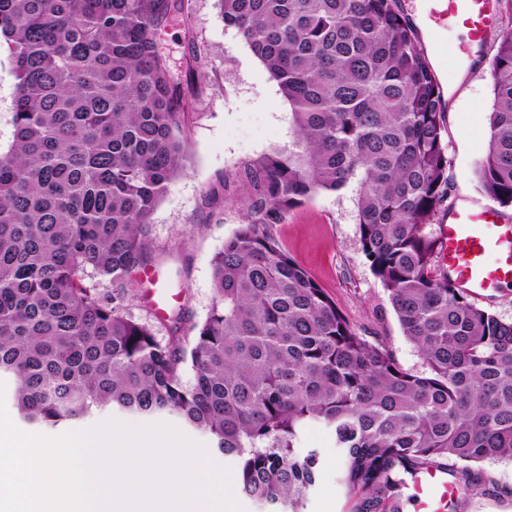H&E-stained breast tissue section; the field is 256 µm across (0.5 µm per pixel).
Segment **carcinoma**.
I'll return each instance as SVG.
<instances>
[{"label": "carcinoma", "mask_w": 512, "mask_h": 512, "mask_svg": "<svg viewBox=\"0 0 512 512\" xmlns=\"http://www.w3.org/2000/svg\"><path fill=\"white\" fill-rule=\"evenodd\" d=\"M291 109L292 149L248 168L249 209L213 258L206 318L159 339L89 273L132 295L149 225L187 171L198 95L157 33L184 0H0L13 137L0 147V378L31 425L95 411L170 417L232 460L269 512H301L322 471L311 426L344 456L349 512H403L418 471L512 461V321L477 306L441 260L444 102L399 0H218ZM477 179L512 206V27L490 63ZM354 186L361 251L422 371L363 336L277 240L321 193ZM190 369L192 379L183 380Z\"/></svg>", "instance_id": "obj_1"}]
</instances>
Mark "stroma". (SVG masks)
<instances>
[{"label":"stroma","mask_w":512,"mask_h":512,"mask_svg":"<svg viewBox=\"0 0 512 512\" xmlns=\"http://www.w3.org/2000/svg\"><path fill=\"white\" fill-rule=\"evenodd\" d=\"M399 5L415 26L432 68L440 66L433 50L437 42L464 60L459 81L439 78L446 112L448 201L486 204L476 171L494 100L489 64L497 43L469 44L462 30L427 13L422 0H400ZM157 41L172 64L192 67L199 88L185 120L187 172L170 184L158 205L138 274L140 287L122 300L163 338L167 317L181 312L193 324L208 314L212 259L225 239L251 219L244 203L249 189L245 170L267 155L287 152L292 130L287 102L241 37L225 28L218 0H185L183 14L158 32ZM218 184L224 187L222 195L205 206L204 190ZM274 232L352 325L381 336L404 369L421 370L416 348L362 254L354 187L317 195L291 209ZM154 291L166 296L165 312L153 308ZM301 446L320 449L323 455L321 476L305 512H346V496L336 480L341 456L329 432L311 428ZM481 470L488 485L456 501L455 512H512V462H487Z\"/></svg>","instance_id":"stroma-1"}]
</instances>
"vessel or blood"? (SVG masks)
<instances>
[{
	"label": "vessel or blood",
	"mask_w": 512,
	"mask_h": 512,
	"mask_svg": "<svg viewBox=\"0 0 512 512\" xmlns=\"http://www.w3.org/2000/svg\"><path fill=\"white\" fill-rule=\"evenodd\" d=\"M442 14L465 30L468 40L483 41L498 23L497 0H442ZM444 262L458 287L471 296L512 284V219L490 206H453L441 235ZM451 486L446 470L428 468L413 478L411 495L419 512H446Z\"/></svg>",
	"instance_id": "b4317fda"
}]
</instances>
